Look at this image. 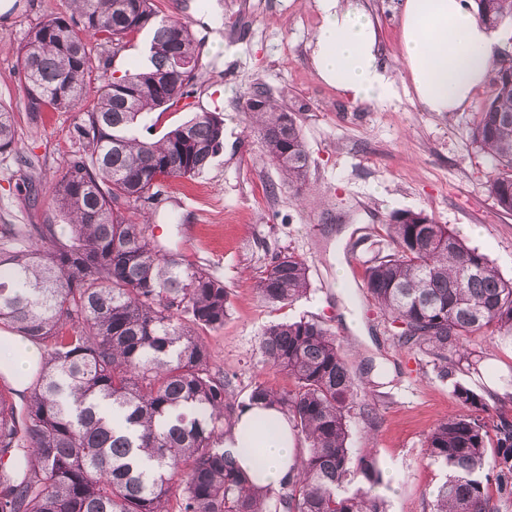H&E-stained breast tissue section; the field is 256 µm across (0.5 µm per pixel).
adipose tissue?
I'll list each match as a JSON object with an SVG mask.
<instances>
[{
    "label": "adipose tissue",
    "instance_id": "ef3b65f1",
    "mask_svg": "<svg viewBox=\"0 0 512 512\" xmlns=\"http://www.w3.org/2000/svg\"><path fill=\"white\" fill-rule=\"evenodd\" d=\"M323 22L312 41L320 78L358 102L386 104L399 94L380 62L377 30L357 0H317ZM403 63L425 111L453 113L483 85L496 54L512 47L482 23L469 0H402ZM295 438L277 410L255 406L239 418L228 447L250 481L278 487L297 465Z\"/></svg>",
    "mask_w": 512,
    "mask_h": 512
}]
</instances>
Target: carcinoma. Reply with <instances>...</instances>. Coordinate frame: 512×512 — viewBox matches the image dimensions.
Instances as JSON below:
<instances>
[{"mask_svg": "<svg viewBox=\"0 0 512 512\" xmlns=\"http://www.w3.org/2000/svg\"><path fill=\"white\" fill-rule=\"evenodd\" d=\"M484 24L512 18V0H475ZM70 13L36 24L18 50L26 111L80 112L78 151L52 184L54 224L0 225V327L43 349L17 389L0 372V512H385L383 475L348 445L361 390L336 337L319 320L267 325L264 362L291 385L254 386L237 399L230 376L212 367L206 332L224 327V282L165 249L135 214L158 204L165 183L201 174L224 149L212 112L157 139L142 118L188 94L201 42L155 0H70ZM147 60L116 77L111 59L93 65L91 43L112 55L141 33ZM494 94L471 136L494 162L489 193L512 214V71L494 69ZM95 97L86 104V94ZM246 107L267 159L288 184H305L310 158L293 113L263 92ZM33 168L15 113L0 105V154ZM391 253L366 263L364 288L398 325L399 345L429 354L452 374L448 350L476 333L512 334V279L424 211L394 213ZM309 266L272 256L260 298L290 304L309 291ZM461 411L426 437L430 459L448 470L431 512H494L490 485L512 497V404L455 387ZM265 402L305 437L307 453L279 488L250 483L224 450L239 415ZM495 411L489 425L482 414ZM362 476L352 493L345 483Z\"/></svg>", "mask_w": 512, "mask_h": 512, "instance_id": "carcinoma-1", "label": "carcinoma"}]
</instances>
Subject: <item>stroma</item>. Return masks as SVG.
Wrapping results in <instances>:
<instances>
[{"label":"stroma","mask_w":512,"mask_h":512,"mask_svg":"<svg viewBox=\"0 0 512 512\" xmlns=\"http://www.w3.org/2000/svg\"><path fill=\"white\" fill-rule=\"evenodd\" d=\"M162 15L189 20L202 38L201 59L189 97L166 112L170 127L198 112L224 121V150L205 171L171 181L151 214L159 241L219 277L230 294L223 328L208 332L213 367L235 378L247 395L260 383L288 387L287 375L262 361L260 334L270 323L299 318L323 321L335 334L371 413L355 411L349 446L372 456L383 472L387 512H430L431 492L445 479L427 455L430 430L458 405L455 384L487 403L512 396V337H468L474 359L442 377L431 357L398 345L394 326L362 286L366 261L388 254L386 226L398 211H425L486 255L512 278V215L489 194L498 170L471 138L476 113L494 93L474 92L460 112H427L406 88L401 0H359L378 31L380 60L400 84L391 103L354 102L324 83L311 62L310 43L322 23L316 0H157ZM67 0H13L0 14V104L15 112L25 152L39 180L19 190L12 157L0 155V225L54 220L51 187L76 145V112L24 110L17 76L18 49L38 22L68 13ZM264 91L295 113L310 168L303 188L288 185L264 154L244 110L247 96ZM352 233L345 245L337 238ZM349 279L336 286L338 250ZM293 252L309 265L311 290L289 306L263 302L257 281L272 255ZM364 328L354 334L347 314Z\"/></svg>","instance_id":"stroma-1"}]
</instances>
